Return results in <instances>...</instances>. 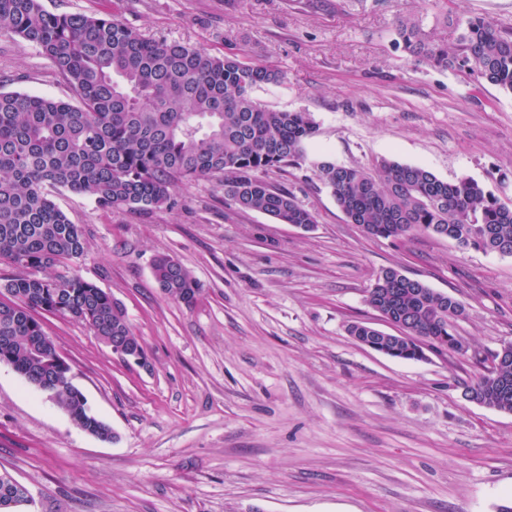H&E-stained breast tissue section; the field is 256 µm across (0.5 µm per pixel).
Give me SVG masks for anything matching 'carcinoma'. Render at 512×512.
Segmentation results:
<instances>
[{
  "mask_svg": "<svg viewBox=\"0 0 512 512\" xmlns=\"http://www.w3.org/2000/svg\"><path fill=\"white\" fill-rule=\"evenodd\" d=\"M432 2L437 23L453 30L451 44L407 18L398 21L396 43L418 63L512 91V29L486 17L462 21L448 11V0ZM2 34L37 46L72 100L0 91V263L12 269L0 274L11 293L0 299V364L41 382L84 432L111 437L110 426L59 371L41 314L82 321L99 338L142 345L127 319L113 314L111 294L76 274H45L87 251L82 226L55 204L53 192L66 189L102 209L148 214L171 208L176 186L218 179L240 208L308 227L314 215L262 174L308 161L316 123L309 112L275 111L259 102L255 91L284 76L243 49L215 55L148 38L110 12L52 13L42 0H0ZM311 167L349 223L371 237L427 233L464 250L512 256V205L470 177L443 180L387 158L372 170L327 158ZM151 269L166 297L195 302L197 283L176 258L159 254ZM366 303L401 333L386 336L354 321L348 335L402 360L424 359L425 344H450L463 314L457 300L395 268L376 275ZM502 349L505 362L466 385L464 396L512 412V343ZM25 503L0 473V510Z\"/></svg>",
  "mask_w": 512,
  "mask_h": 512,
  "instance_id": "obj_1",
  "label": "carcinoma"
}]
</instances>
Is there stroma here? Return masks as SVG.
I'll return each mask as SVG.
<instances>
[{
  "mask_svg": "<svg viewBox=\"0 0 512 512\" xmlns=\"http://www.w3.org/2000/svg\"><path fill=\"white\" fill-rule=\"evenodd\" d=\"M53 13L109 11L148 37L278 68L258 99L311 113L309 155L345 166L380 157L468 176L512 203V93L416 63L395 43L399 17L439 38L431 0H43ZM460 19L512 27V0H450ZM6 88L68 99L40 49L0 36ZM311 211L304 231L224 197L222 183L179 185L148 215L103 210L64 189L88 251L57 266L110 293L143 346L138 365L85 323L45 316L72 382L115 432L78 428L0 364V472L33 502L15 512H498L512 501V412L464 387L512 343V257L429 235L367 236L308 165L268 172ZM179 260L193 306L168 299L151 261ZM393 267L455 298L466 355L403 361L358 344L348 323H385L366 301Z\"/></svg>",
  "mask_w": 512,
  "mask_h": 512,
  "instance_id": "1",
  "label": "stroma"
}]
</instances>
